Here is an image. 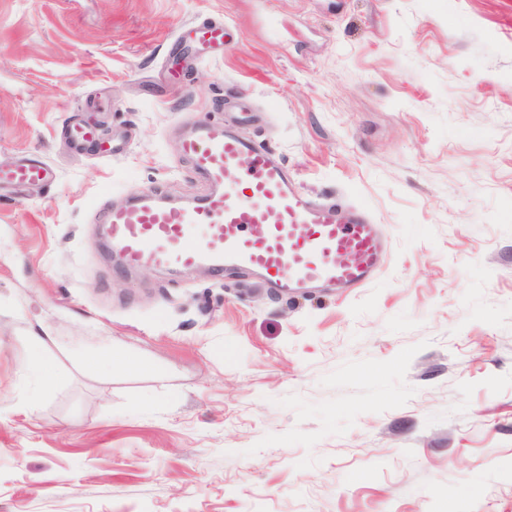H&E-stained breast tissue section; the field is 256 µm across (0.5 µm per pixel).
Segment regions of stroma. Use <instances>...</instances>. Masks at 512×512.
I'll return each mask as SVG.
<instances>
[{
	"instance_id": "35a3bbf8",
	"label": "stroma",
	"mask_w": 512,
	"mask_h": 512,
	"mask_svg": "<svg viewBox=\"0 0 512 512\" xmlns=\"http://www.w3.org/2000/svg\"><path fill=\"white\" fill-rule=\"evenodd\" d=\"M228 99L381 224L366 288L101 249L100 207L207 191L180 141ZM32 156L51 181L0 184V512H512V0H0V165Z\"/></svg>"
}]
</instances>
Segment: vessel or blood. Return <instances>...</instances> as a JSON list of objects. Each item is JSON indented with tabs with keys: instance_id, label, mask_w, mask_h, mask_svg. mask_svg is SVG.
I'll use <instances>...</instances> for the list:
<instances>
[{
	"instance_id": "vessel-or-blood-1",
	"label": "vessel or blood",
	"mask_w": 512,
	"mask_h": 512,
	"mask_svg": "<svg viewBox=\"0 0 512 512\" xmlns=\"http://www.w3.org/2000/svg\"><path fill=\"white\" fill-rule=\"evenodd\" d=\"M181 153L209 182V194L188 204L141 194L102 211L125 268L205 266L218 276L246 270L292 296L366 287L385 264L387 245L365 208L340 216L300 193L268 149L234 129L201 123L183 138ZM51 174L33 158L0 170V179L25 184Z\"/></svg>"
}]
</instances>
